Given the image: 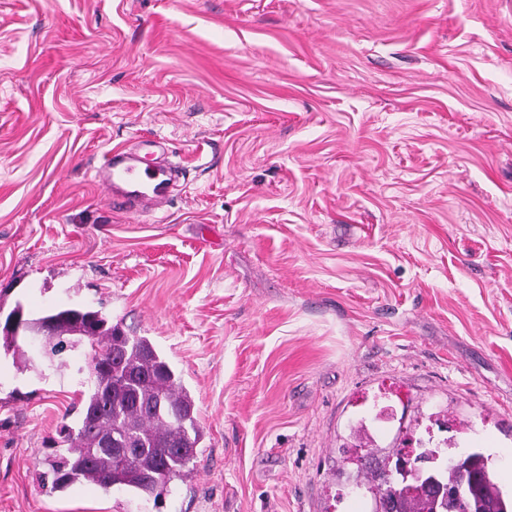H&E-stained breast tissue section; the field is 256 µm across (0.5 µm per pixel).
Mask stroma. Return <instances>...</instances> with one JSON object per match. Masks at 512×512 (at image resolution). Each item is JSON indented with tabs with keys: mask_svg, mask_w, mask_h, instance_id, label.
Segmentation results:
<instances>
[{
	"mask_svg": "<svg viewBox=\"0 0 512 512\" xmlns=\"http://www.w3.org/2000/svg\"><path fill=\"white\" fill-rule=\"evenodd\" d=\"M164 139L176 196L90 171ZM149 338L204 438L161 499L38 475L89 345L0 344V512H365L357 449L512 490V0H0V327ZM418 454L431 462L430 472L440 486L448 489L461 488L467 499V512H512V497L505 495L494 482V461L481 448H458L456 452L448 454L441 448L422 447ZM437 454L439 458L434 457ZM449 459H453L452 464ZM462 469L467 472V484L463 487Z\"/></svg>",
	"mask_w": 512,
	"mask_h": 512,
	"instance_id": "stroma-1",
	"label": "stroma"
}]
</instances>
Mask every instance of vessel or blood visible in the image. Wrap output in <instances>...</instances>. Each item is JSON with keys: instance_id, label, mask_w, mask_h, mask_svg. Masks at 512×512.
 <instances>
[{"instance_id": "b4317fda", "label": "vessel or blood", "mask_w": 512, "mask_h": 512, "mask_svg": "<svg viewBox=\"0 0 512 512\" xmlns=\"http://www.w3.org/2000/svg\"><path fill=\"white\" fill-rule=\"evenodd\" d=\"M94 178L111 186L113 201L125 205L128 211L153 214L168 203L171 169L164 157L149 163L136 150L114 151L96 168Z\"/></svg>"}]
</instances>
